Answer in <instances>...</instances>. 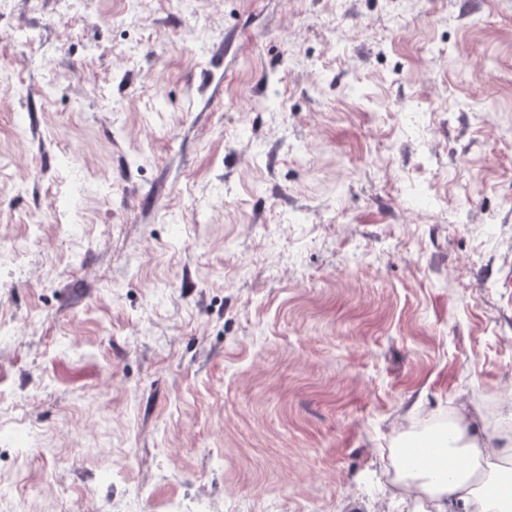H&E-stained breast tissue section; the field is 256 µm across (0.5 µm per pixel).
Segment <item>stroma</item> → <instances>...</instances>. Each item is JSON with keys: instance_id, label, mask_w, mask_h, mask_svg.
<instances>
[{"instance_id": "obj_1", "label": "stroma", "mask_w": 512, "mask_h": 512, "mask_svg": "<svg viewBox=\"0 0 512 512\" xmlns=\"http://www.w3.org/2000/svg\"><path fill=\"white\" fill-rule=\"evenodd\" d=\"M0 317L9 512H412L512 395V0H0Z\"/></svg>"}]
</instances>
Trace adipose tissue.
<instances>
[{"label":"adipose tissue","mask_w":512,"mask_h":512,"mask_svg":"<svg viewBox=\"0 0 512 512\" xmlns=\"http://www.w3.org/2000/svg\"><path fill=\"white\" fill-rule=\"evenodd\" d=\"M447 451L464 460L474 459L491 481L499 483L500 490L494 496L477 493L469 475L448 482L436 478L431 466L405 472V479L429 496L431 512H512V436L485 441L473 415L464 408L455 414Z\"/></svg>","instance_id":"ef3b65f1"}]
</instances>
